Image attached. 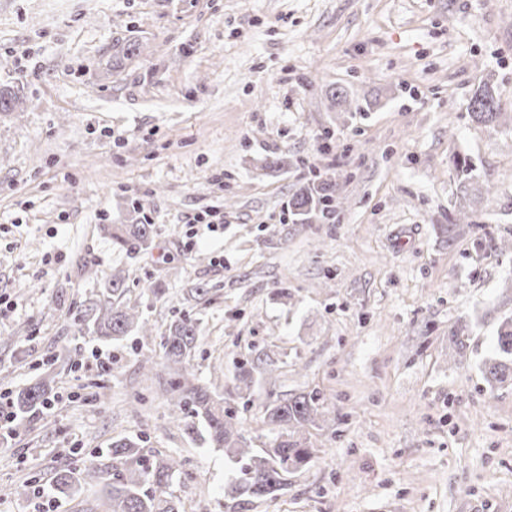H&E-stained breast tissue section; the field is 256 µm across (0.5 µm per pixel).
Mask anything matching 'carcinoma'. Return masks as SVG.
I'll list each match as a JSON object with an SVG mask.
<instances>
[{
    "label": "carcinoma",
    "mask_w": 512,
    "mask_h": 512,
    "mask_svg": "<svg viewBox=\"0 0 512 512\" xmlns=\"http://www.w3.org/2000/svg\"><path fill=\"white\" fill-rule=\"evenodd\" d=\"M19 100L12 87L0 85V112L12 111ZM467 110L485 125L496 126L507 118L488 80L473 92ZM455 168L464 200H469L474 191L482 192L470 162L459 158ZM335 199V184L309 182L292 198L295 223H312L327 203ZM107 228L112 244L132 255L148 250L153 244V225L140 219L133 224H109ZM126 280V270H112L103 288L76 308L71 320L80 335L102 342L120 340L132 332L144 340L152 338V329L143 319L140 304L126 299ZM466 329L467 325L462 324L448 331L449 346L458 355L466 351L470 339ZM199 340L198 322L189 315L184 314L166 325L160 335V347L170 377L159 384V391L172 406L175 418L199 419L205 425V441L210 447L222 448L226 457L243 462L240 476L228 485L224 495L232 499L272 498L316 456L310 429L325 428L323 414L327 398L315 389L302 390L266 404L261 422L273 427L276 434L268 447L254 448L244 435L241 419L224 404V397L204 384L189 380L190 358ZM278 369V359L261 352L237 366L233 377L235 389L247 392L256 378L271 380ZM481 372L492 388L512 385V316L499 319L494 353L483 362ZM54 389L53 376L47 375L10 397L15 428L24 426L42 411ZM183 468L184 460L177 454L144 448L137 441L123 437L112 441L107 455L94 457L79 469L58 472L54 488L61 498L68 499L78 495L83 484L97 486L101 506L105 507L103 512H183L181 500L172 491Z\"/></svg>",
    "instance_id": "carcinoma-1"
}]
</instances>
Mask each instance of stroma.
Instances as JSON below:
<instances>
[{
    "instance_id": "stroma-1",
    "label": "stroma",
    "mask_w": 512,
    "mask_h": 512,
    "mask_svg": "<svg viewBox=\"0 0 512 512\" xmlns=\"http://www.w3.org/2000/svg\"><path fill=\"white\" fill-rule=\"evenodd\" d=\"M128 38L141 54L113 69ZM486 79L512 112V0H0V81L21 97L0 114V391L68 356L52 407L0 436V512H85L97 487L69 501L52 481L123 436L186 459L185 512H512V386L480 370L512 313V126L466 110ZM325 134L341 167L318 164ZM457 155L492 186L449 241ZM313 178L336 182L334 217L294 223ZM136 202L155 237L130 258L103 227L131 223ZM209 206L223 229L187 248L186 217ZM116 267L152 339L75 334L72 309ZM154 284L168 302L149 303ZM198 284L208 303L185 300ZM179 314L200 321L195 377L253 446L270 438L267 401L326 395L333 428L275 499L225 497L238 465L174 421L163 364L141 367ZM260 350L276 382L226 394Z\"/></svg>"
}]
</instances>
